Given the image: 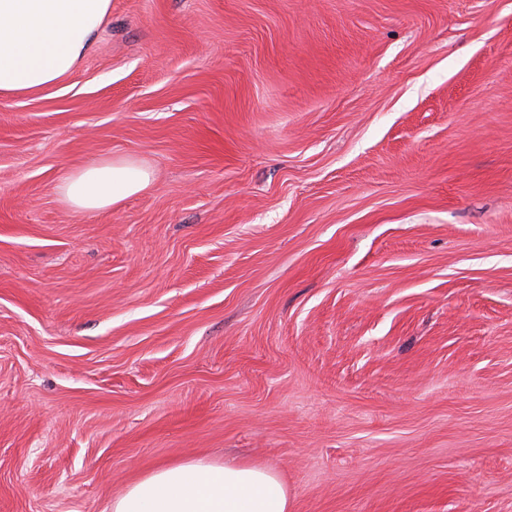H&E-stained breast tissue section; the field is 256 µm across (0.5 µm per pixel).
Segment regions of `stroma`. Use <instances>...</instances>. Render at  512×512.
<instances>
[{"label":"stroma","mask_w":512,"mask_h":512,"mask_svg":"<svg viewBox=\"0 0 512 512\" xmlns=\"http://www.w3.org/2000/svg\"><path fill=\"white\" fill-rule=\"evenodd\" d=\"M117 157L150 186L61 200ZM188 459L512 512V0H112L0 98V512ZM151 184V173L133 161L101 160L78 168L60 182L58 191L73 209L94 211L111 208Z\"/></svg>","instance_id":"stroma-1"}]
</instances>
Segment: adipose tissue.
I'll use <instances>...</instances> for the list:
<instances>
[{"mask_svg": "<svg viewBox=\"0 0 512 512\" xmlns=\"http://www.w3.org/2000/svg\"><path fill=\"white\" fill-rule=\"evenodd\" d=\"M112 0H0V97L32 95L61 84L83 61ZM151 184L133 161L102 160L60 182L63 200L103 210ZM274 471L244 464L186 460L160 467L112 502V512H291Z\"/></svg>", "mask_w": 512, "mask_h": 512, "instance_id": "1", "label": "adipose tissue"}]
</instances>
